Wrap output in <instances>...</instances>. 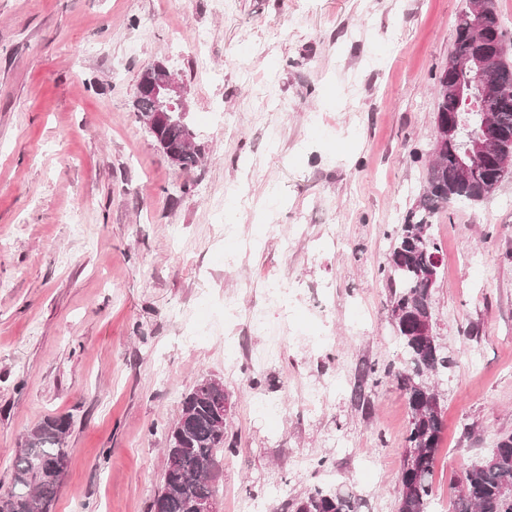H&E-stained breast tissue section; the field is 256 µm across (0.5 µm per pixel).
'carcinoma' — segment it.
<instances>
[{
    "label": "carcinoma",
    "mask_w": 512,
    "mask_h": 512,
    "mask_svg": "<svg viewBox=\"0 0 512 512\" xmlns=\"http://www.w3.org/2000/svg\"><path fill=\"white\" fill-rule=\"evenodd\" d=\"M498 49L500 60L488 79L500 91L493 111L484 115L466 112L457 97H439V110L459 122L457 141L428 168L427 185L418 203L395 235L387 270L392 288V316L400 340V357L382 370V377L395 383L406 400L409 422L402 439V466L397 512H431L433 469L444 429L441 407H432L435 383L457 366L458 356L435 336L418 335L422 319L433 317V289L427 286L424 266L440 251L432 238L418 236L419 226L454 201L480 203L488 187L505 177L512 159V61L505 57V42L496 0H484V11L473 15L464 9L456 25L454 52L464 58L484 48ZM497 131L494 154L470 161V175H461L456 156L477 136L484 121ZM167 151L180 155L182 169L197 168L201 150L194 148V133L188 119L174 115L162 132ZM224 384L195 386L181 401L180 416L167 431V469L164 483L150 508L160 512H198L201 500H215L224 458L236 454V441L224 432ZM69 420L47 416L23 440L16 457L10 487L0 492V512H50L68 464L65 439ZM458 483L460 493L452 512H512V434L503 435L490 454L472 464ZM361 495L350 485L317 486L295 500V512H359Z\"/></svg>",
    "instance_id": "cac0c4a2"
}]
</instances>
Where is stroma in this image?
<instances>
[{"label":"stroma","mask_w":512,"mask_h":512,"mask_svg":"<svg viewBox=\"0 0 512 512\" xmlns=\"http://www.w3.org/2000/svg\"><path fill=\"white\" fill-rule=\"evenodd\" d=\"M464 6L0 0V488L23 436L64 416L51 512H148L164 431L212 377L238 441L221 512L241 498L283 512L328 471L356 487L360 512H397L408 408L365 373L399 356L385 266L426 188L434 89ZM157 61L188 92L204 153L189 172L133 106ZM431 234L434 330L461 353L441 386L433 474V512H451L454 478L512 433V174L489 200L449 204ZM267 277L302 285L294 337L268 368L229 369L225 336L260 338L224 302L260 304ZM324 332L335 341L320 351L309 340ZM336 374L343 388L307 409L302 389ZM265 399L282 413L264 415ZM340 437L353 457L338 455Z\"/></svg>","instance_id":"1"}]
</instances>
